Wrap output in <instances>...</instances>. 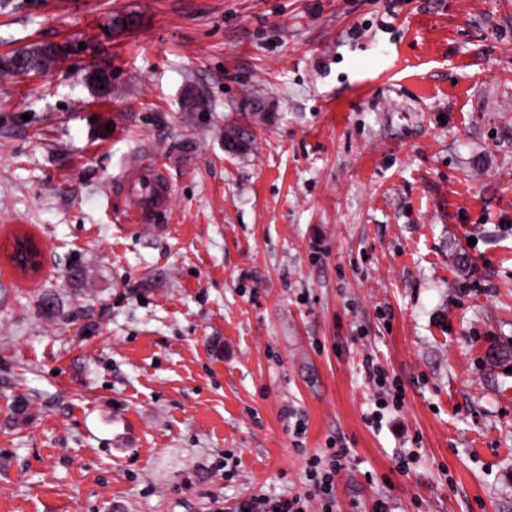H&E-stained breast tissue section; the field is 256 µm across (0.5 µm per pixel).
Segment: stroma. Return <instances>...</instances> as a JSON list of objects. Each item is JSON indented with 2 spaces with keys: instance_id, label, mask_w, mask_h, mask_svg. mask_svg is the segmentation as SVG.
Here are the masks:
<instances>
[{
  "instance_id": "35a3bbf8",
  "label": "stroma",
  "mask_w": 512,
  "mask_h": 512,
  "mask_svg": "<svg viewBox=\"0 0 512 512\" xmlns=\"http://www.w3.org/2000/svg\"><path fill=\"white\" fill-rule=\"evenodd\" d=\"M47 43L0 74V512H231L332 441L335 512H512V0H0ZM60 50L48 45H31L20 49L5 59V66L19 69L23 74L38 73L51 68L57 61ZM120 183L129 215L141 216L144 211H165L163 202L168 183L162 168L155 166L142 170L134 167L122 175ZM13 264L20 272L29 274L37 272L42 265V253L38 244L32 238L17 242L13 249ZM367 367L373 382L382 390V393H378L376 401L374 402L376 410L372 411L368 417L371 426H377L383 418V410L400 409L403 405L404 398L402 390H398L399 383L396 381L394 383L395 386L390 384L387 379V374L382 368L374 366L371 361L367 362ZM380 401H384V404H380Z\"/></svg>"
}]
</instances>
